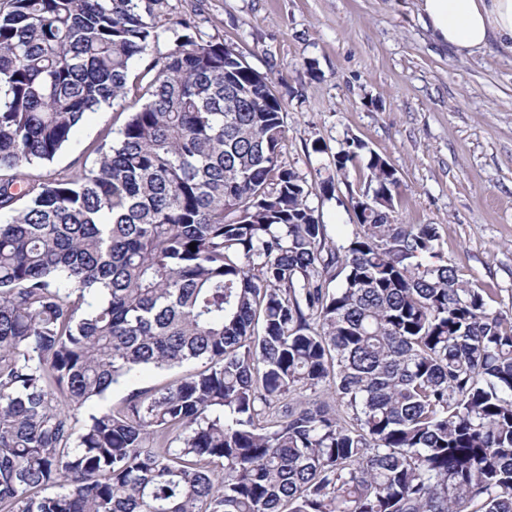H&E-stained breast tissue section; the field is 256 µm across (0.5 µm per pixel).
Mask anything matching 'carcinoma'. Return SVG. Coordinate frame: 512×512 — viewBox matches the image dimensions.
Here are the masks:
<instances>
[{
    "label": "carcinoma",
    "mask_w": 512,
    "mask_h": 512,
    "mask_svg": "<svg viewBox=\"0 0 512 512\" xmlns=\"http://www.w3.org/2000/svg\"><path fill=\"white\" fill-rule=\"evenodd\" d=\"M168 11L0 9V512H512V322L376 153L327 246L270 78ZM131 89L94 165L28 173ZM202 363L195 362L166 370L147 368L112 388V392L101 403L103 407H118L125 400L140 392L153 393L174 383L189 371L201 369Z\"/></svg>",
    "instance_id": "cac0c4a2"
}]
</instances>
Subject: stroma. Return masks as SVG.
I'll return each instance as SVG.
<instances>
[{"label":"stroma","mask_w":512,"mask_h":512,"mask_svg":"<svg viewBox=\"0 0 512 512\" xmlns=\"http://www.w3.org/2000/svg\"><path fill=\"white\" fill-rule=\"evenodd\" d=\"M267 75L283 101V158L312 187L309 197L342 244L364 191L367 159L347 175L333 157L356 138L398 172L395 217L437 225V249L466 281L489 288L492 309L512 315V55L490 46L470 56L435 42L418 0H169ZM138 104L127 96L89 114L74 139L31 175L91 166L107 133ZM332 181L331 196L320 182ZM187 367L147 368L113 387L106 406L155 392Z\"/></svg>","instance_id":"35a3bbf8"}]
</instances>
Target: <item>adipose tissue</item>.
<instances>
[{
    "instance_id": "adipose-tissue-1",
    "label": "adipose tissue",
    "mask_w": 512,
    "mask_h": 512,
    "mask_svg": "<svg viewBox=\"0 0 512 512\" xmlns=\"http://www.w3.org/2000/svg\"><path fill=\"white\" fill-rule=\"evenodd\" d=\"M433 37L458 53L497 43L512 54V0H419Z\"/></svg>"
}]
</instances>
